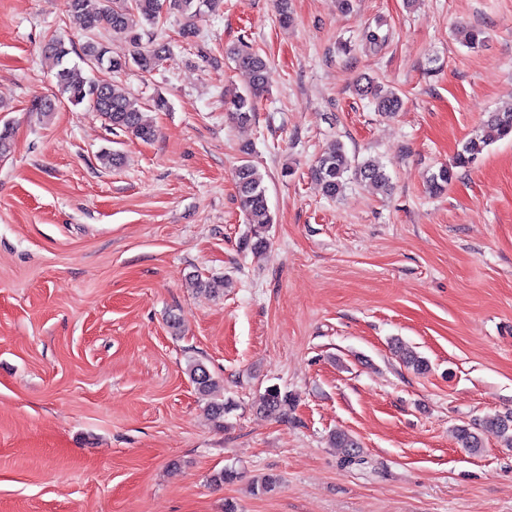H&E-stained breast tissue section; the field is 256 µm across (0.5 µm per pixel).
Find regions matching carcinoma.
<instances>
[{
	"instance_id": "1",
	"label": "carcinoma",
	"mask_w": 512,
	"mask_h": 512,
	"mask_svg": "<svg viewBox=\"0 0 512 512\" xmlns=\"http://www.w3.org/2000/svg\"><path fill=\"white\" fill-rule=\"evenodd\" d=\"M179 12L186 23L182 28V37L194 38L197 35L195 21L215 8L217 0H99L95 11L88 10V0H64L68 13L83 18L84 28L88 32L87 40L81 48V60L92 75L84 74L80 66L66 65L71 48L64 37H55L42 46L45 59L57 67L56 79L61 98L77 106L89 105L92 111L99 113L112 129L127 132L135 138L150 142L155 139L157 131L144 119L138 101L116 90L107 80L93 76L95 72L120 73L130 67H136L144 73H150L165 56L170 54L169 43H159L152 48L141 46L142 34L159 23L163 2ZM105 29L112 37L119 38L133 47L129 55L112 54L107 46L96 39V32ZM387 40V34L381 26L369 27L362 34V42L371 49H377ZM226 54L235 66L248 76L245 89L236 91L224 99V110L238 124H247L255 117L256 105L269 91L267 59L254 51L246 42L240 41L230 46ZM357 94L372 100L377 111L390 114L403 106L402 98L392 89L368 78L357 85ZM488 125L500 137L512 136V103L490 113ZM487 146L486 139L476 135L469 138L457 153L451 166H441L432 173L428 180L429 191L433 194L444 192L455 177V168L465 167L475 162ZM242 163L235 170V184L239 206L250 224V236L245 247L257 252L266 247V232L273 223L266 197L263 175L249 160L252 148L241 147ZM373 188L386 192L390 188L389 177L384 166L374 158L358 161L348 156L341 144L331 145L311 168L313 179L320 185L322 193L328 198L339 196L349 175ZM395 353L408 368L419 374L428 370L427 361L408 346L399 343ZM188 374L195 384L201 399L205 400L207 414L220 421L230 412L232 404L220 398L219 381L210 373L205 363L194 359L188 364ZM291 399L288 394L275 385L267 387L262 405L263 411L277 418L287 414ZM492 430L512 445V413L488 416L478 423L455 428L456 437L461 447L476 453L482 448L481 432ZM333 445L346 449L347 456L356 457L359 443L345 432L332 435Z\"/></svg>"
}]
</instances>
